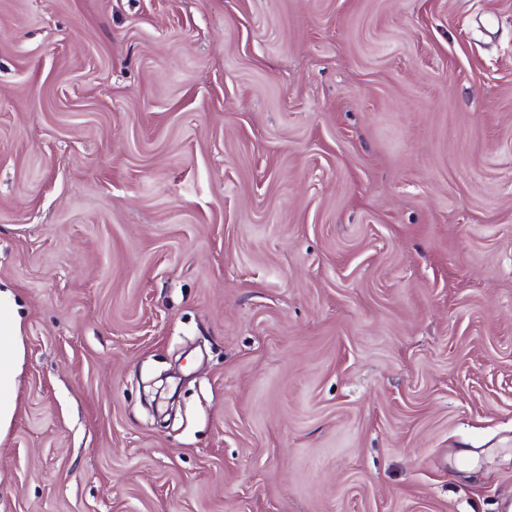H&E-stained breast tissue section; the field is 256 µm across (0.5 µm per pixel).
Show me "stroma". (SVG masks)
Masks as SVG:
<instances>
[{
	"label": "stroma",
	"instance_id": "35a3bbf8",
	"mask_svg": "<svg viewBox=\"0 0 512 512\" xmlns=\"http://www.w3.org/2000/svg\"><path fill=\"white\" fill-rule=\"evenodd\" d=\"M0 290V512H512V0H0ZM19 330L20 319L12 294L0 290V434L8 430L14 413L16 369L22 357Z\"/></svg>",
	"mask_w": 512,
	"mask_h": 512
}]
</instances>
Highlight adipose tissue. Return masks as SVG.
Segmentation results:
<instances>
[{"instance_id":"ef3b65f1","label":"adipose tissue","mask_w":512,"mask_h":512,"mask_svg":"<svg viewBox=\"0 0 512 512\" xmlns=\"http://www.w3.org/2000/svg\"><path fill=\"white\" fill-rule=\"evenodd\" d=\"M19 330L15 301L10 292L0 290V434L8 430L14 413L17 365L22 357Z\"/></svg>"}]
</instances>
